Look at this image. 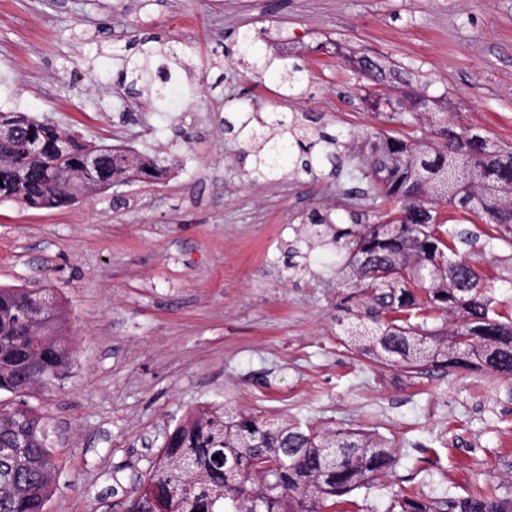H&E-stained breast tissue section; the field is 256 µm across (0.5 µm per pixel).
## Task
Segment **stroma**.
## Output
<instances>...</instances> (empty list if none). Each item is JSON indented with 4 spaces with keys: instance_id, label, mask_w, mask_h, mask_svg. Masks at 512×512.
<instances>
[{
    "instance_id": "35a3bbf8",
    "label": "stroma",
    "mask_w": 512,
    "mask_h": 512,
    "mask_svg": "<svg viewBox=\"0 0 512 512\" xmlns=\"http://www.w3.org/2000/svg\"><path fill=\"white\" fill-rule=\"evenodd\" d=\"M266 32L253 73L236 33ZM176 49L183 94L153 102L120 85L141 41ZM342 48L324 51V43ZM299 55L312 95L283 96ZM410 70L456 120L512 143V0H0V112H25L84 139L174 155L133 180L54 209L0 202V287L51 288L76 362L32 395L58 464L47 512H108L146 472L168 430L209 404L313 426H362L399 460L343 512H387L393 492L512 487V381L487 370L419 375L348 351L336 323L334 247L286 267L304 214L360 212L331 176L292 163L254 178L231 112H311L350 135L382 127L375 86L344 57ZM512 318V249L472 252Z\"/></svg>"
}]
</instances>
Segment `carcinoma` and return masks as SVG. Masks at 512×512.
<instances>
[{"label":"carcinoma","mask_w":512,"mask_h":512,"mask_svg":"<svg viewBox=\"0 0 512 512\" xmlns=\"http://www.w3.org/2000/svg\"><path fill=\"white\" fill-rule=\"evenodd\" d=\"M259 39L251 31L236 38L239 54L254 59L256 73L268 66ZM388 68L387 81L376 69L362 74L402 102L400 111L383 118L427 125L434 137L405 139L366 128L346 140L318 117L284 112H270L255 125L247 119L225 127L244 135L258 177L293 156L294 171L307 175L327 162L332 176L366 184L358 193L372 206H398L379 224H364L358 214L351 224H335L314 210L299 239L307 252L287 249L295 271L299 258L309 259L316 238L326 237L344 252L336 287L347 289L340 321L354 350L419 373L479 364L512 378V323L500 319L497 299L469 255L479 245L512 247V147L468 125L450 126L442 112L411 110V102L423 98L412 73L395 64ZM130 74L133 85L154 83L160 99L172 80L165 66L158 68V83L139 64ZM280 81L290 92L311 88L296 62L283 66ZM0 122L21 123L42 146L29 157L20 182L4 168L8 151L0 153V202L56 208L132 169L144 179H158L167 169L164 159L147 156L131 169L122 151L102 146L98 168L87 175L86 144L70 129L21 113L1 112ZM443 207L450 211L442 221ZM475 219L489 231L466 227ZM38 292L55 297L50 288H0V392L14 396L0 404V512H46L57 472L49 430L28 398L61 380L75 352L63 309L52 336L35 345L41 332L24 315ZM396 463L391 441L363 428H317L263 412L211 407L189 413L166 433L153 465L118 506L122 512H158L159 503L166 512H329L352 492L371 489ZM388 512H512V491H399Z\"/></svg>","instance_id":"1"}]
</instances>
